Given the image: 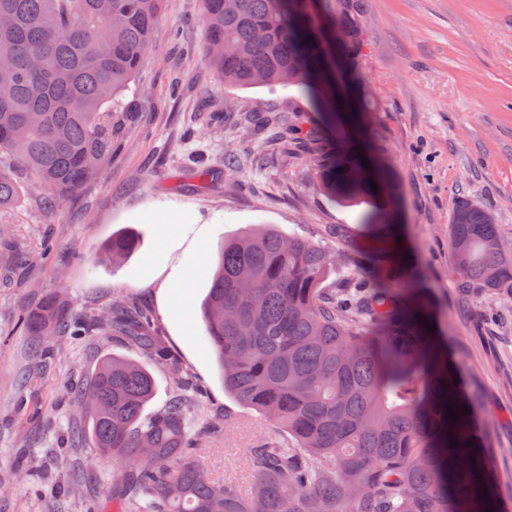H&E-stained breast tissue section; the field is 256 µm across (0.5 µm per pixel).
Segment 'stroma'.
<instances>
[{"label": "stroma", "mask_w": 512, "mask_h": 512, "mask_svg": "<svg viewBox=\"0 0 512 512\" xmlns=\"http://www.w3.org/2000/svg\"><path fill=\"white\" fill-rule=\"evenodd\" d=\"M364 58L369 108L345 127L386 166L397 184L394 216L408 245L405 271L417 274L437 332L474 392L489 429L488 465L512 506V303L461 291L449 270L454 200L495 216L512 249V0H367ZM201 0H162L149 51L123 98L112 154L64 211L30 188L10 216L13 245L0 251V512H112V464L91 442L72 452L81 499L56 492L55 454L79 422L73 389L104 354L142 359L108 336H62L50 359L30 356V336L14 318L57 294L68 317L111 307L115 297L150 307L165 344L195 376L207 414L195 425L200 460L212 479L250 494V450L286 433L224 390L202 338L200 305L224 239L250 224H272L331 252L332 288L350 276L356 249L383 243L385 225L366 221V205L344 208L319 190L314 160L336 131L314 127L296 88L230 87L202 49ZM271 120L265 132L250 118ZM316 137L297 140L285 121ZM234 168H227V155ZM134 230L139 247L123 264L93 266L113 234ZM230 417L217 435L210 421ZM25 460V477L17 462Z\"/></svg>", "instance_id": "1"}]
</instances>
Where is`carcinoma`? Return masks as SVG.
I'll return each instance as SVG.
<instances>
[{
	"mask_svg": "<svg viewBox=\"0 0 512 512\" xmlns=\"http://www.w3.org/2000/svg\"><path fill=\"white\" fill-rule=\"evenodd\" d=\"M300 2L203 0L206 55L225 84L294 86L330 122L332 107L347 99L330 94L315 28L330 31L345 76L361 81L365 0H312L309 13ZM160 7L112 0L106 20L101 0H0V15L10 18L0 27V157L30 172L48 207L62 209L112 155V108L145 59ZM364 157L344 145L319 157V187L340 204L375 202L372 217L387 222L395 183ZM24 197L11 167L0 165V215ZM489 214L456 201L452 274L463 289L511 299L512 251ZM137 248L123 232L102 254L116 262ZM384 250L389 261L374 266L361 255L359 279L328 291L330 255L308 239L268 226L224 241L202 305L206 340L224 390L294 440L253 448L248 496L211 479L197 459L192 428L205 406L152 334L149 312L119 301L104 317L76 320L70 334L110 333L175 370L158 411H147L152 374L112 354L78 390L94 448L115 465L113 512H499L483 427L463 414L472 410L466 388L424 325V298L399 287L405 256L396 239ZM58 316L55 298L18 315L42 357L51 354Z\"/></svg>",
	"mask_w": 512,
	"mask_h": 512,
	"instance_id": "cac0c4a2",
	"label": "carcinoma"
}]
</instances>
